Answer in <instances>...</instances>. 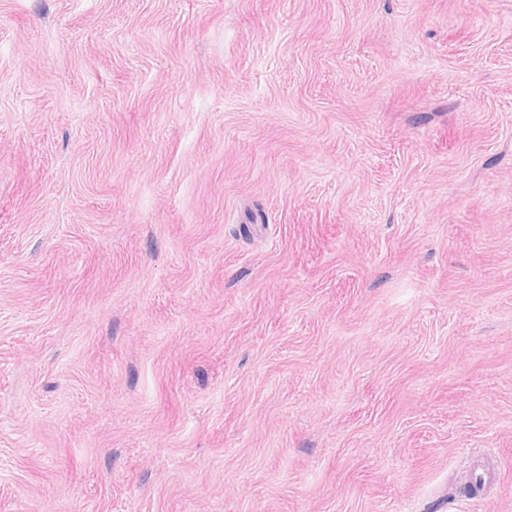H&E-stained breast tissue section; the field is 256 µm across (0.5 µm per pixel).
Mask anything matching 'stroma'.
Instances as JSON below:
<instances>
[{
	"label": "stroma",
	"mask_w": 512,
	"mask_h": 512,
	"mask_svg": "<svg viewBox=\"0 0 512 512\" xmlns=\"http://www.w3.org/2000/svg\"><path fill=\"white\" fill-rule=\"evenodd\" d=\"M0 512H512V0H0Z\"/></svg>",
	"instance_id": "35a3bbf8"
}]
</instances>
